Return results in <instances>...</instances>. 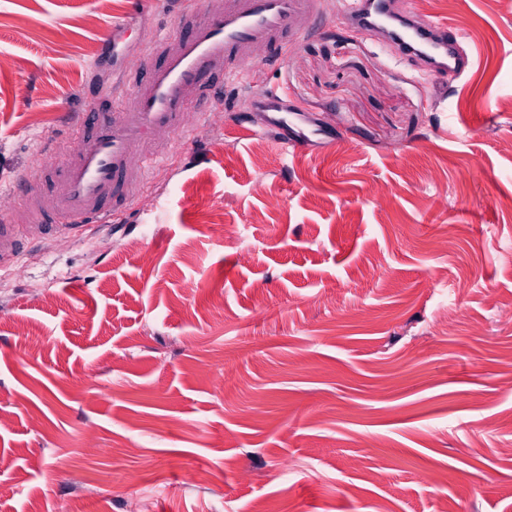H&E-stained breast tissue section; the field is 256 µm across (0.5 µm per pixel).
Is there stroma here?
<instances>
[{
	"label": "stroma",
	"mask_w": 512,
	"mask_h": 512,
	"mask_svg": "<svg viewBox=\"0 0 512 512\" xmlns=\"http://www.w3.org/2000/svg\"><path fill=\"white\" fill-rule=\"evenodd\" d=\"M411 2L458 34L469 73L400 57L326 0L288 54L192 103L123 228L48 236L0 269V512H512V6ZM176 9L0 0L16 223L13 185L77 149L67 119L111 69L113 29L134 49ZM266 89L334 146L264 135L248 97Z\"/></svg>",
	"instance_id": "obj_1"
}]
</instances>
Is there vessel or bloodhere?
I'll return each mask as SVG.
<instances>
[{"label":"vessel or blood","instance_id":"b4317fda","mask_svg":"<svg viewBox=\"0 0 512 512\" xmlns=\"http://www.w3.org/2000/svg\"><path fill=\"white\" fill-rule=\"evenodd\" d=\"M321 9L322 0H225L223 9L213 12L186 0L176 31L155 35L138 48L145 74L132 97L110 104L91 98L76 123L79 151L27 185L28 223H13L8 213H0V267L12 262L23 240L54 232V220L77 233L115 219L141 187L147 166L187 128L190 103L218 83L241 77L257 51L284 55ZM345 18L363 30L386 22L401 55L427 59L436 69L460 77L472 65L446 23H417L413 11H399L395 0H350ZM255 102L273 111L269 127L288 150L325 135L322 128L309 131L288 121L280 93H264Z\"/></svg>","mask_w":512,"mask_h":512}]
</instances>
